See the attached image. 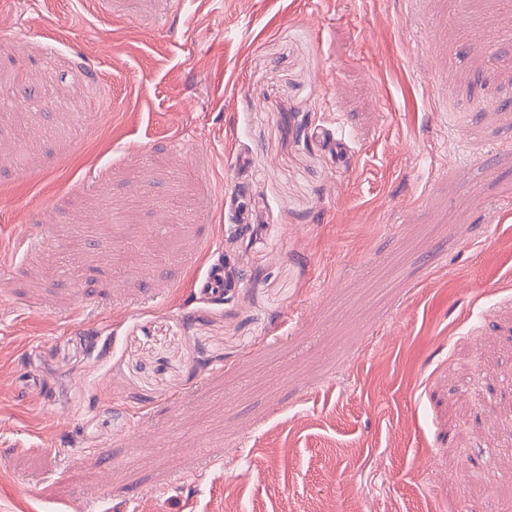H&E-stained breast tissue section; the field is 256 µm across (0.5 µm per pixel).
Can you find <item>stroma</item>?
Here are the masks:
<instances>
[{"label": "stroma", "instance_id": "stroma-1", "mask_svg": "<svg viewBox=\"0 0 512 512\" xmlns=\"http://www.w3.org/2000/svg\"><path fill=\"white\" fill-rule=\"evenodd\" d=\"M90 507L512 512V0H0V512ZM199 295L219 294L224 288V276L218 249L210 250V263L204 275L195 282Z\"/></svg>", "mask_w": 512, "mask_h": 512}]
</instances>
